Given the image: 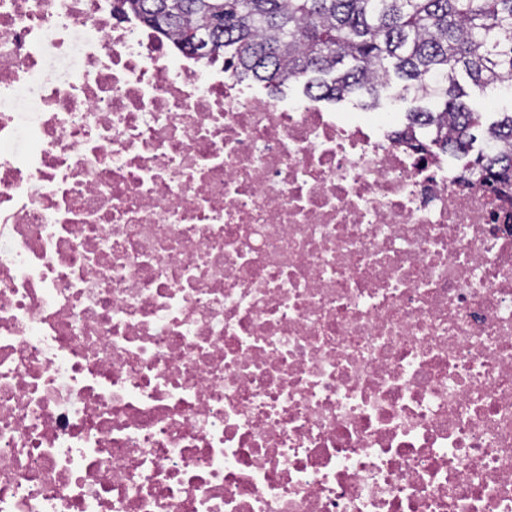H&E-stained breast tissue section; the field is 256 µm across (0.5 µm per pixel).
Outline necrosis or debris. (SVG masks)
<instances>
[{
  "label": "necrosis or debris",
  "instance_id": "4bbe7bcc",
  "mask_svg": "<svg viewBox=\"0 0 512 512\" xmlns=\"http://www.w3.org/2000/svg\"><path fill=\"white\" fill-rule=\"evenodd\" d=\"M396 133L0 0V512H512V210Z\"/></svg>",
  "mask_w": 512,
  "mask_h": 512
}]
</instances>
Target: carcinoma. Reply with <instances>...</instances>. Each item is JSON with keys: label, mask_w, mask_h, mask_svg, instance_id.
Returning a JSON list of instances; mask_svg holds the SVG:
<instances>
[{"label": "carcinoma", "mask_w": 512, "mask_h": 512, "mask_svg": "<svg viewBox=\"0 0 512 512\" xmlns=\"http://www.w3.org/2000/svg\"><path fill=\"white\" fill-rule=\"evenodd\" d=\"M159 35L195 52L209 32L207 57L223 56L241 78L277 90L314 75L306 94L341 101L367 97L369 106L391 77L414 100L440 98L444 107L415 105L407 129L423 148L465 157L473 130L500 143L466 165L469 176L512 189V113L483 125V112L460 85L482 89L512 78V0H125Z\"/></svg>", "instance_id": "cac0c4a2"}]
</instances>
